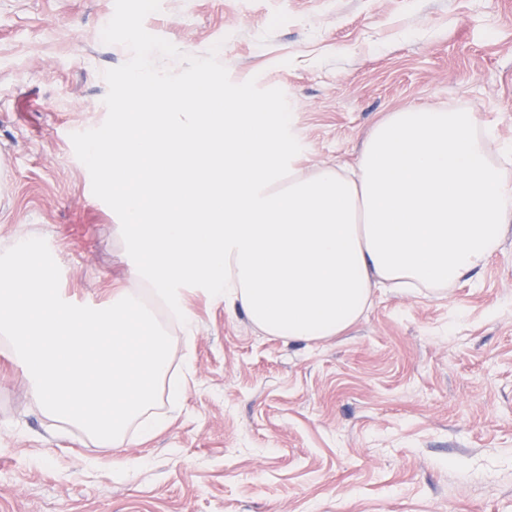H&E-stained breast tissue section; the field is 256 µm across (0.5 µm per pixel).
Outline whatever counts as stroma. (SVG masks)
<instances>
[{"mask_svg":"<svg viewBox=\"0 0 512 512\" xmlns=\"http://www.w3.org/2000/svg\"><path fill=\"white\" fill-rule=\"evenodd\" d=\"M114 0H0V245L46 240L60 287L126 283L118 216L71 133L100 126L99 37ZM146 30L218 46L233 82L283 90L308 174L356 163L371 127L453 107L512 146V0H161ZM192 375L165 430L102 445L34 404L0 347V512H512V223L485 267L438 291L382 292L345 334L296 342L186 294ZM139 463L134 478L120 461Z\"/></svg>","mask_w":512,"mask_h":512,"instance_id":"stroma-1","label":"stroma"}]
</instances>
